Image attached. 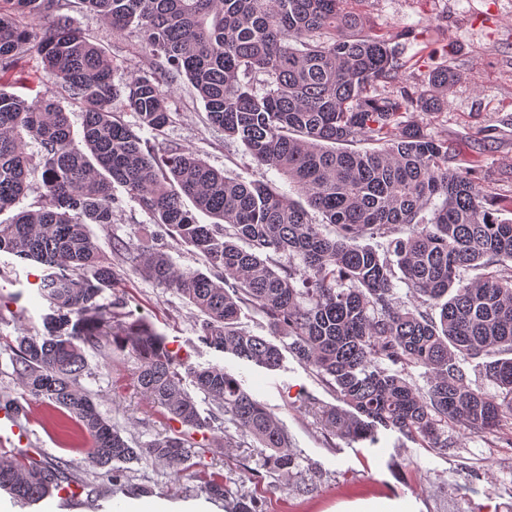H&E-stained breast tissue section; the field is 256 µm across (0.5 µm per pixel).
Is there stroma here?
<instances>
[{"mask_svg": "<svg viewBox=\"0 0 512 512\" xmlns=\"http://www.w3.org/2000/svg\"><path fill=\"white\" fill-rule=\"evenodd\" d=\"M346 10L359 14L369 34L393 37L406 63L391 91L409 85L427 89L432 72L451 66L458 80L440 110L402 114V124L448 143L450 168L472 172L492 204L512 199V0H346ZM72 21L90 41L101 45L117 65V79L149 72L161 62L145 50L137 32H113L92 13L73 8ZM33 45L17 68V83L8 92L27 99L54 98L68 113L74 136H81L83 112L45 71L34 44L38 21L27 20ZM173 122L164 139L198 153L226 175L251 178L253 173L281 191L294 188L281 172L257 168L244 145L208 124L204 104L187 78L169 90ZM114 224L91 225L90 233L104 253L116 238L163 246L173 265L189 274L206 272L198 251L166 234L127 194H120ZM101 303L123 302L163 335L186 366H220L252 397L283 423L297 454L291 485H282L262 466L264 448L240 440L233 424L214 425L197 434L201 468L224 480V501L207 499L194 476L174 479L160 462L117 464L120 485L100 477L87 451V436H74L68 417L41 403L28 406L20 431L1 446L40 459L71 460L79 486L88 490L81 505L55 507L54 512H122L129 500L149 495L168 512H224L225 503L254 497L262 512H340L357 499L384 496L411 503L413 512H512V447L496 438L456 434V447L425 448L399 432L379 430L375 442H351L322 429L319 407L339 400L291 353L268 369L219 351L201 339L200 311L173 290L144 278L121 258ZM45 266L0 253V408L19 397L10 347L18 337L46 335L54 314L38 285ZM138 359L116 349L111 337L85 350L81 385L99 412L134 448L173 434L178 425L152 406L136 383Z\"/></svg>", "mask_w": 512, "mask_h": 512, "instance_id": "obj_1", "label": "stroma"}]
</instances>
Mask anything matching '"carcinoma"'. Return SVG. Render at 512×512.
<instances>
[{
    "label": "carcinoma",
    "mask_w": 512,
    "mask_h": 512,
    "mask_svg": "<svg viewBox=\"0 0 512 512\" xmlns=\"http://www.w3.org/2000/svg\"><path fill=\"white\" fill-rule=\"evenodd\" d=\"M344 3L76 0L112 31H138L164 57L153 71L117 84V66L74 28L63 0H0V81L29 45L17 17L44 19L38 50L46 69L84 112L78 145L54 99L0 89V213L25 195L31 175L41 173L42 188L35 208L0 222V252L51 270L40 291L55 309L47 335L19 339L13 369L22 400L73 420L113 485L120 482L114 462L163 461L182 477L198 442L177 430L133 448L103 418L79 378L84 348L110 326L116 348L140 359V393L170 420L203 431L227 416L241 438L269 450L267 473L287 480L297 467L283 424L224 368L193 372L216 407L203 418L165 339L133 313L118 321L99 303L114 271L88 225L113 223L117 185L220 276L181 274L164 249L123 240L112 242V255L196 306L205 343L268 369L286 348L311 367L346 405L319 410L330 434L372 441L382 427L427 448H452L448 431L495 437L512 416V219L487 208V193L470 174L448 168L447 142L398 122L411 109L439 110L458 75L443 66L425 91L370 92L396 80L402 51L390 38L363 33ZM181 73L209 123L239 139L257 166L285 175L306 204L259 178H228L176 145L144 140L112 111L123 96L139 127L161 135L173 122L166 88ZM252 75L262 76L259 86ZM29 139L39 146L36 163ZM186 198L218 222L198 223ZM310 208L335 226V236L310 220ZM401 225L409 235L390 238ZM385 237L381 251L358 244ZM296 257L302 266L292 264ZM471 269L484 273L470 278ZM396 280L426 307L399 306ZM243 305L265 314L288 343L238 329ZM489 355L497 359L485 378L498 395L472 387L460 366ZM410 367L425 369L426 392L404 377ZM71 477L65 459L0 451V490L23 503Z\"/></svg>",
    "instance_id": "cac0c4a2"
}]
</instances>
